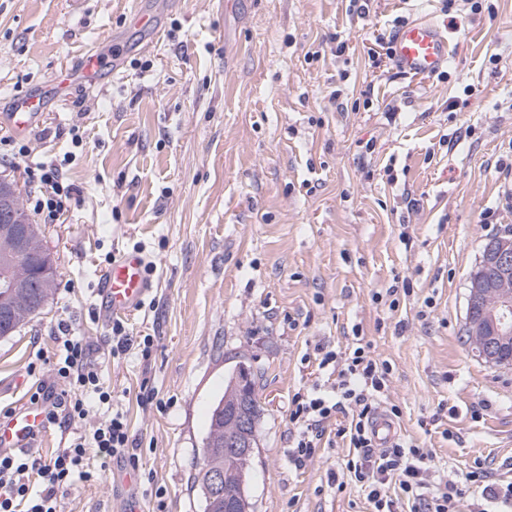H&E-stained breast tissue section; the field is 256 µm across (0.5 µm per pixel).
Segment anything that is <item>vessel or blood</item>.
Wrapping results in <instances>:
<instances>
[{
    "label": "vessel or blood",
    "instance_id": "b4317fda",
    "mask_svg": "<svg viewBox=\"0 0 512 512\" xmlns=\"http://www.w3.org/2000/svg\"><path fill=\"white\" fill-rule=\"evenodd\" d=\"M450 41L444 31L429 20L408 21L397 27L392 42V61L404 74L421 80L438 74L448 64ZM106 70V61L91 50L79 58L75 67L56 71L45 87L18 96L0 130L15 136L29 134L45 116L47 96L66 98L73 86L97 85ZM151 289L147 262L137 252L113 261L100 285L99 313L103 318L132 314ZM46 428L39 406L27 404L0 417V452L30 451Z\"/></svg>",
    "mask_w": 512,
    "mask_h": 512
}]
</instances>
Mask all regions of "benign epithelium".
Masks as SVG:
<instances>
[{"label": "benign epithelium", "mask_w": 512, "mask_h": 512, "mask_svg": "<svg viewBox=\"0 0 512 512\" xmlns=\"http://www.w3.org/2000/svg\"><path fill=\"white\" fill-rule=\"evenodd\" d=\"M15 190L14 185L0 181V222L15 226L16 253L24 255L29 225L11 204ZM477 314L485 320L489 335L480 339L475 353L491 366H511L504 350L512 345V233L489 240L470 275L466 320Z\"/></svg>", "instance_id": "benign-epithelium-1"}]
</instances>
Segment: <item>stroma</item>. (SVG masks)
<instances>
[{
    "label": "stroma",
    "mask_w": 512,
    "mask_h": 512,
    "mask_svg": "<svg viewBox=\"0 0 512 512\" xmlns=\"http://www.w3.org/2000/svg\"><path fill=\"white\" fill-rule=\"evenodd\" d=\"M135 2L0 0V113L85 49L121 56L20 141L28 165L63 164L73 194L42 227L53 300L0 338V411L51 383L29 367L51 354L66 314L98 348L140 456L138 469L115 459L106 479L69 489L62 512H125L133 499L145 512H203L198 450L239 365L263 407L252 512H368L329 480L342 443L288 460L290 400L325 381L305 354L358 337L390 365L384 404L398 408L400 436L437 471L511 474L512 369L479 359L464 328L469 274L512 228L501 194L512 185V0H493L492 15L468 0H368L364 12L356 0H144L154 40ZM422 15L451 39L441 76L373 66L377 38ZM133 251L153 267L152 290L123 323L154 337L146 360L112 356L95 312L104 270ZM403 281L398 308L375 300Z\"/></svg>",
    "instance_id": "35a3bbf8"
}]
</instances>
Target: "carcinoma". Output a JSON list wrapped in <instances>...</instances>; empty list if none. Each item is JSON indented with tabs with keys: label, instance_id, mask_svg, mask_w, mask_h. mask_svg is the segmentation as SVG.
<instances>
[{
	"label": "carcinoma",
	"instance_id": "1",
	"mask_svg": "<svg viewBox=\"0 0 512 512\" xmlns=\"http://www.w3.org/2000/svg\"><path fill=\"white\" fill-rule=\"evenodd\" d=\"M31 264L15 254L13 238L0 230V276L8 275L12 280L24 284L16 294L0 296V311H8V320L0 321V338L12 335L16 329L29 322L39 314L28 302L31 296L44 301L53 298L58 281L57 270H52L38 288H27L33 277ZM250 378L249 388L255 390V379L245 368L240 367L230 373L224 383V393L211 405L206 436L201 448V461L198 471L193 476V484L200 488L204 501V512H224V501L237 504L238 512H250L247 495V481L252 469L254 454L241 455L226 453L222 446L224 441L232 439L249 430L256 431L262 413L258 397L251 398L249 426L243 427L238 421L224 418V411L237 405L240 401L238 380ZM220 471L224 474V493L217 494L212 489L211 473Z\"/></svg>",
	"mask_w": 512,
	"mask_h": 512
}]
</instances>
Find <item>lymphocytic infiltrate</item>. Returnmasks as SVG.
<instances>
[{"instance_id":"obj_1","label":"lymphocytic infiltrate","mask_w":512,"mask_h":512,"mask_svg":"<svg viewBox=\"0 0 512 512\" xmlns=\"http://www.w3.org/2000/svg\"><path fill=\"white\" fill-rule=\"evenodd\" d=\"M27 175L37 184L33 213L54 221L72 193L64 172L43 164ZM53 335V381L37 388L30 402L41 406L47 424L74 429L75 435L45 460L24 452H0V512H59V492L105 477L112 458L125 460L131 469L139 467L124 412L105 410L112 395L92 361L91 344L76 334L67 317L59 318ZM314 355L319 369H332L336 379L329 390L294 394L288 417L293 464L299 467L312 458L332 425L348 448L342 475L363 494L372 512H399L404 503L409 512H454L461 489L447 477L432 474L429 456L416 442L399 437L387 448L374 444L369 422L387 386L388 364L377 361L360 343L342 354L319 343ZM91 452L101 464L95 473L85 468Z\"/></svg>"}]
</instances>
